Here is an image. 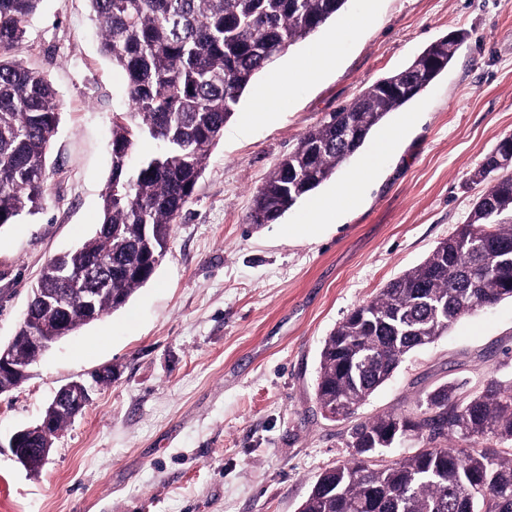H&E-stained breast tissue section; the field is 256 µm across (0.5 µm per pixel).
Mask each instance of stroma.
I'll return each mask as SVG.
<instances>
[{
    "instance_id": "1",
    "label": "stroma",
    "mask_w": 512,
    "mask_h": 512,
    "mask_svg": "<svg viewBox=\"0 0 512 512\" xmlns=\"http://www.w3.org/2000/svg\"><path fill=\"white\" fill-rule=\"evenodd\" d=\"M460 31L468 38L448 68L317 188L335 196L334 218L301 228V201L276 222L249 223L257 187L305 132ZM332 34L335 65L260 121L266 76L255 77L150 280L0 395L6 442L40 423L61 387L113 369L56 435L40 471L0 449V512H299L318 476L349 459L348 421L325 418L315 399L323 341L451 237L485 191L473 174L512 135V0H348L274 69ZM19 56L51 80L61 109L42 209L0 228L4 344L46 262L99 223L112 117L127 106L124 75L99 52L88 0H42ZM393 128L401 131L395 153L348 199L352 171ZM508 366L511 299L410 353L356 417L413 410L440 384L478 388Z\"/></svg>"
}]
</instances>
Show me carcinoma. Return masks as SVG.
<instances>
[{"label":"carcinoma","instance_id":"1","mask_svg":"<svg viewBox=\"0 0 512 512\" xmlns=\"http://www.w3.org/2000/svg\"><path fill=\"white\" fill-rule=\"evenodd\" d=\"M41 0H0V227L42 207L47 157L60 122L51 82L19 58ZM348 0H89L100 51L125 76L128 107L112 118L111 174L101 220L73 251L51 258L36 287L67 298L65 274L86 272L95 317L124 307L165 257L208 152L257 73L307 38ZM456 51L444 42L371 85L306 132L256 190L252 224L278 220L329 180L386 116L416 98ZM155 144L138 155L146 141ZM498 142L475 178L487 182L468 222L420 264L389 281L325 337L316 401L328 418L349 417L406 356L434 343L462 316L512 299V166ZM36 299L21 327L39 324ZM410 438L421 448L389 463L383 448ZM349 462L321 473L299 512H512V373L481 388L465 380L426 395L411 413H383L347 432Z\"/></svg>","mask_w":512,"mask_h":512}]
</instances>
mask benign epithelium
Instances as JSON below:
<instances>
[{"label": "benign epithelium", "instance_id": "7a95c632", "mask_svg": "<svg viewBox=\"0 0 512 512\" xmlns=\"http://www.w3.org/2000/svg\"><path fill=\"white\" fill-rule=\"evenodd\" d=\"M69 283L74 289L73 297L79 299L83 304L86 321H91L92 314L90 310L93 308V302L89 298L87 289L82 287V279L73 275L70 277ZM59 326V335L52 338L42 336L37 332L29 336H22L17 333L8 344H0V395L18 387L28 377L29 366L17 359L16 351L18 348L24 347L42 353L47 352L52 344L69 334L65 322H60ZM89 401L90 388L84 382L75 381L63 386L57 392L40 424L20 429L10 436L9 448H11L17 461L30 470L41 468L49 455L50 445L47 444L42 448L33 450L27 447V443L53 435L56 413L68 411L71 415L76 416L89 404Z\"/></svg>", "mask_w": 512, "mask_h": 512}]
</instances>
